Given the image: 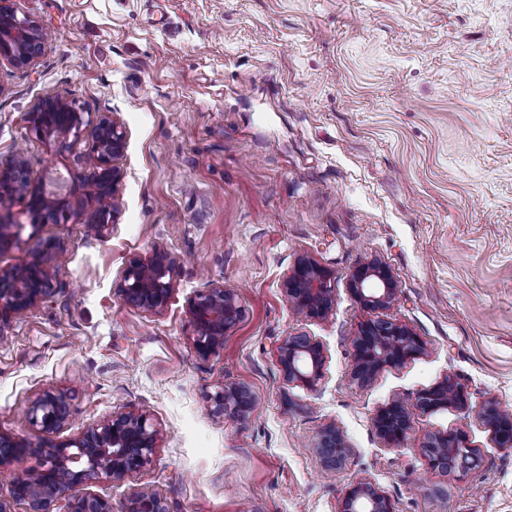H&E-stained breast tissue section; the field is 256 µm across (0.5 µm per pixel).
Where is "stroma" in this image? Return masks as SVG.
<instances>
[{
  "label": "stroma",
  "instance_id": "obj_1",
  "mask_svg": "<svg viewBox=\"0 0 512 512\" xmlns=\"http://www.w3.org/2000/svg\"><path fill=\"white\" fill-rule=\"evenodd\" d=\"M50 40L24 68L0 64V167L23 152L33 183L63 177L71 194L95 158L87 135L40 140L28 115L62 96L84 120L107 113L127 149L107 230L69 221L31 227L26 202L0 214L21 227L0 270L44 241L53 292L0 329V433L41 438L28 411L64 393L68 442L117 411L145 415L152 461L76 495L120 512L150 488L169 512H337L369 482L394 512H512V450L479 416L512 410V0H8ZM167 250L175 291L160 313L118 288L128 261ZM332 269L324 320L296 317L281 288L296 259ZM376 260L398 293L361 308L348 291ZM221 283L243 309L224 346L194 348L187 304ZM390 319L424 343L365 385L351 375L361 323ZM302 333L325 350L308 389L284 380L278 346ZM466 407L413 415L390 448L373 418L445 377ZM250 389L247 419L213 414L220 384ZM344 434V466L324 471L312 442ZM465 432L479 464H426L424 434Z\"/></svg>",
  "mask_w": 512,
  "mask_h": 512
}]
</instances>
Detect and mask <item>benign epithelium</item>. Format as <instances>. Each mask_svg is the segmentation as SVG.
<instances>
[{
	"label": "benign epithelium",
	"mask_w": 512,
	"mask_h": 512,
	"mask_svg": "<svg viewBox=\"0 0 512 512\" xmlns=\"http://www.w3.org/2000/svg\"><path fill=\"white\" fill-rule=\"evenodd\" d=\"M48 39V33L35 19L20 18L16 11L0 7V62L25 67L41 54ZM29 123L36 135L55 140L71 134L77 136L82 126L89 127L96 164L83 179V191L90 190L93 196L87 198L78 218L82 224H91L100 231L106 229L114 215L115 198L123 179V172L113 161L126 148L125 131L108 114L99 115L91 123L84 122L81 113L63 97L38 103L30 113ZM15 195L28 198L32 227L68 223L67 196L32 185L27 164L20 156L0 168V199ZM52 249L48 242L22 264L0 271V323L27 313L51 295ZM173 264L170 254L160 249L148 258L130 260L121 281L122 299L144 310L163 311L174 288L170 277ZM332 278V271L315 258L301 256L282 282L283 293L297 315L324 320L336 301ZM348 290L364 308H387L395 299L396 282L384 264L370 261L350 275ZM188 313L195 331V349L199 355L208 357L222 347L224 335L239 321L242 310L231 290L215 284L189 300ZM352 348V376L366 384L383 367L401 365L421 354L424 343L407 326L381 319L363 322L353 336ZM278 362L287 382L313 388L322 376L324 349L304 334L287 336L279 345ZM210 401L216 414L234 420L249 416L255 407L253 394L236 385H221ZM467 402L464 386L448 376L417 393L412 401L399 398L389 402L378 410L373 425L388 446L397 447L410 429L413 412L464 407ZM478 415L495 445L512 450V414L504 413L497 402L490 400L481 405ZM28 417L39 434L49 436L58 432L69 419L66 395L43 393L32 404ZM156 447L157 433L145 416L114 412L105 423L87 429L69 443H46L37 448L43 463L33 470L35 479L15 482L13 493L28 504L30 512H54V506L62 500L67 501L68 512H114L107 499L74 496L71 491L95 475L121 479L145 467ZM313 448L325 470L335 471L345 464L348 444L336 426L324 427ZM25 451L21 442L0 434V468L11 465ZM422 453L430 468L444 472L448 471L450 457L456 459V466L463 471L475 461V451L461 432L425 435ZM122 512H168V508L157 494L141 488L131 494ZM338 512L394 510L372 483L359 482L347 491Z\"/></svg>",
	"instance_id": "7a95c632"
}]
</instances>
